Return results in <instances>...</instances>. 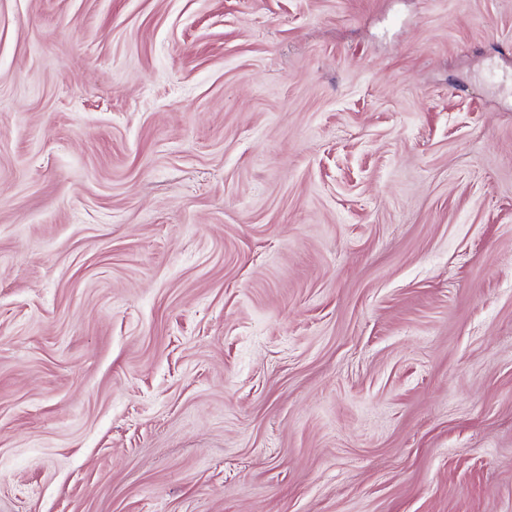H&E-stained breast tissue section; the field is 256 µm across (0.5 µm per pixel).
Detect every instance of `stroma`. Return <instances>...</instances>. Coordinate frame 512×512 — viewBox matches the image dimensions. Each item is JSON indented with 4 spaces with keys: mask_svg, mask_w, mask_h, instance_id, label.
Wrapping results in <instances>:
<instances>
[{
    "mask_svg": "<svg viewBox=\"0 0 512 512\" xmlns=\"http://www.w3.org/2000/svg\"><path fill=\"white\" fill-rule=\"evenodd\" d=\"M0 512H512V0H0Z\"/></svg>",
    "mask_w": 512,
    "mask_h": 512,
    "instance_id": "35a3bbf8",
    "label": "stroma"
}]
</instances>
